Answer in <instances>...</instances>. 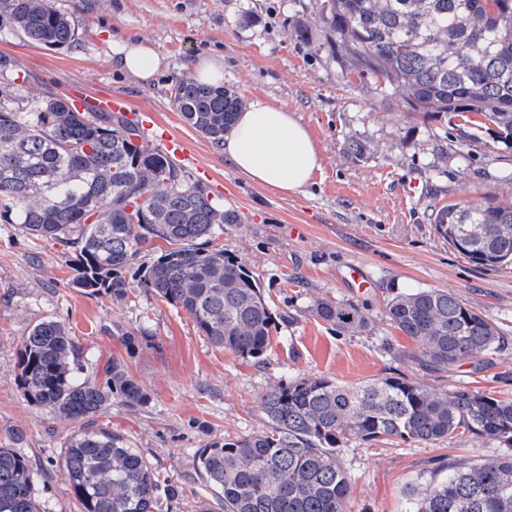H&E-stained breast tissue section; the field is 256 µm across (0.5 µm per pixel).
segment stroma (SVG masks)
<instances>
[{
    "mask_svg": "<svg viewBox=\"0 0 512 512\" xmlns=\"http://www.w3.org/2000/svg\"><path fill=\"white\" fill-rule=\"evenodd\" d=\"M78 25L67 48L34 45L0 31V52L14 56L35 95L75 87L109 89L132 108L152 113L209 171L211 196L237 211L220 238L260 283L272 311L287 316L261 359L214 347L193 319L140 285L154 252L127 273L129 297L74 288L72 248L0 221V445L21 430V451L35 465L41 512H78L65 480L63 444L72 424L28 403L18 385L21 341L38 323H62L78 347L84 375L103 378L112 358L150 395L147 405L121 404L97 422L125 433L207 512H221L218 493L194 466L212 441L266 430L265 393L281 383L322 375L345 384L401 376L433 390L466 388L512 397V265L484 267L448 245L430 220L449 203L512 195V140L490 121L409 111L377 80L347 70L316 0H50ZM251 13L254 21L243 24ZM307 23L309 38H291ZM142 37L161 57L149 80L119 70L112 43ZM224 59V85L244 101L260 98L294 112L317 147L319 168L301 192L282 195L239 175L214 144L177 112L171 91L191 76L198 56ZM414 194H406L409 182ZM359 261L373 286L349 287L347 263ZM450 291L507 338L500 351L440 372L418 365L414 342L385 318L395 293ZM367 310L370 330L337 333L309 311L314 299ZM139 344L127 350L124 334ZM504 445L464 435L424 445L412 440L360 442L344 449L352 483L345 512H405L401 488L430 481L438 467L506 455Z\"/></svg>",
    "mask_w": 512,
    "mask_h": 512,
    "instance_id": "35a3bbf8",
    "label": "stroma"
}]
</instances>
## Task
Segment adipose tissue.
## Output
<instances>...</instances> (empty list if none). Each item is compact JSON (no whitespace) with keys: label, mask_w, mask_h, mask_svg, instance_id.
Returning <instances> with one entry per match:
<instances>
[{"label":"adipose tissue","mask_w":512,"mask_h":512,"mask_svg":"<svg viewBox=\"0 0 512 512\" xmlns=\"http://www.w3.org/2000/svg\"><path fill=\"white\" fill-rule=\"evenodd\" d=\"M112 52L118 68L144 80L160 67L155 51L136 39L113 42ZM223 153L239 174L285 194L300 192L319 166L308 129L293 113L260 99L238 112Z\"/></svg>","instance_id":"ef3b65f1"}]
</instances>
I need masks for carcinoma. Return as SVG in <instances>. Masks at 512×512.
<instances>
[{
  "instance_id": "1",
  "label": "carcinoma",
  "mask_w": 512,
  "mask_h": 512,
  "mask_svg": "<svg viewBox=\"0 0 512 512\" xmlns=\"http://www.w3.org/2000/svg\"><path fill=\"white\" fill-rule=\"evenodd\" d=\"M320 21L361 75L400 92L413 112L473 113L512 137V0H321ZM49 47L77 41L74 20L48 0H0V28ZM18 61L0 53V219L76 252L72 283L125 300V277L155 241L142 285L184 310L210 343L244 359L267 351L279 322L257 280L213 246L241 223L207 186L148 144L130 120L82 112L67 97L32 95ZM184 121L215 147L244 101L192 78L172 90ZM448 244L481 266L512 262V202L448 204L433 215ZM310 312L338 333L368 331L366 310L315 299ZM389 323L416 345L413 358L446 371L505 345L500 330L451 292L417 288L386 304ZM25 399L82 426L64 443L65 480L79 512H162L185 504L184 488L160 475L122 434L100 427L110 403L136 409L150 396L118 360L105 379L79 377L77 345L45 320L21 341ZM268 429L213 441L196 457L224 512H344L350 477L341 464L356 441L430 444L476 434L512 445V399L479 391H431L385 376L342 385L325 376L281 383L265 394ZM0 446V512H41L30 459ZM405 512H512V456L437 471L401 489Z\"/></svg>"
}]
</instances>
